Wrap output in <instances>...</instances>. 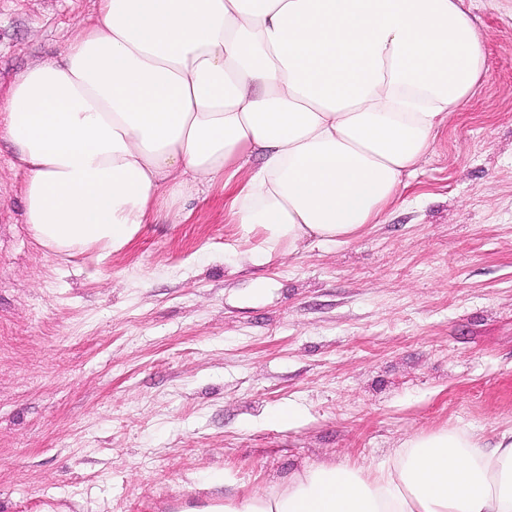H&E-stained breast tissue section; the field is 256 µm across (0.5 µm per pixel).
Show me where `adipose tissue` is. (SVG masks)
I'll list each match as a JSON object with an SVG mask.
<instances>
[{
    "label": "adipose tissue",
    "instance_id": "1",
    "mask_svg": "<svg viewBox=\"0 0 512 512\" xmlns=\"http://www.w3.org/2000/svg\"><path fill=\"white\" fill-rule=\"evenodd\" d=\"M486 39L458 0H96L0 101L25 222L51 253L110 254L220 182L261 237L253 264L345 242L470 100ZM206 512H512V441L418 435L378 464L312 466Z\"/></svg>",
    "mask_w": 512,
    "mask_h": 512
}]
</instances>
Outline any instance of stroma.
<instances>
[{
  "instance_id": "obj_1",
  "label": "stroma",
  "mask_w": 512,
  "mask_h": 512,
  "mask_svg": "<svg viewBox=\"0 0 512 512\" xmlns=\"http://www.w3.org/2000/svg\"><path fill=\"white\" fill-rule=\"evenodd\" d=\"M462 8L487 72L399 197L261 267L220 183L120 253L45 255L0 139V512H200L418 434L512 430V0ZM94 9L0 0V100Z\"/></svg>"
}]
</instances>
